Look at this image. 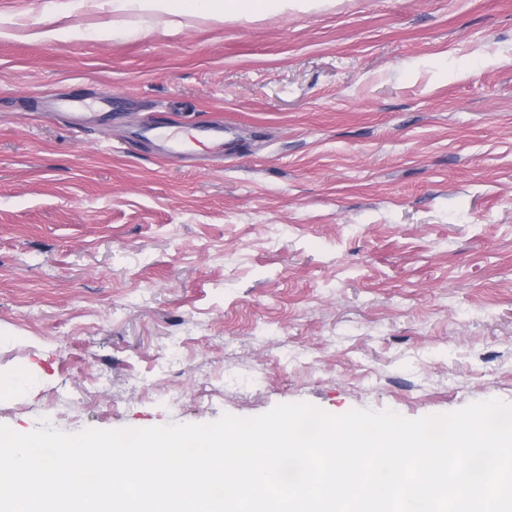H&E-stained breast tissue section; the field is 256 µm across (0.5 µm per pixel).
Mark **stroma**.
<instances>
[{
    "instance_id": "1",
    "label": "stroma",
    "mask_w": 512,
    "mask_h": 512,
    "mask_svg": "<svg viewBox=\"0 0 512 512\" xmlns=\"http://www.w3.org/2000/svg\"><path fill=\"white\" fill-rule=\"evenodd\" d=\"M105 25L96 0H0ZM224 128L220 152L167 131ZM0 424L512 403V0L0 37ZM183 392L171 405L170 390Z\"/></svg>"
}]
</instances>
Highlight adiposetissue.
Listing matches in <instances>:
<instances>
[{
	"label": "adipose tissue",
	"mask_w": 512,
	"mask_h": 512,
	"mask_svg": "<svg viewBox=\"0 0 512 512\" xmlns=\"http://www.w3.org/2000/svg\"><path fill=\"white\" fill-rule=\"evenodd\" d=\"M330 0H112L119 21L91 30L99 40L142 38L163 32L172 34L196 19L254 20L292 11L319 9ZM134 13L136 21H124L126 13Z\"/></svg>",
	"instance_id": "1"
}]
</instances>
